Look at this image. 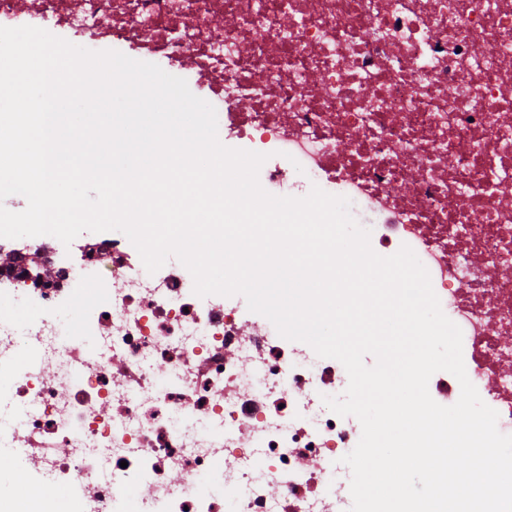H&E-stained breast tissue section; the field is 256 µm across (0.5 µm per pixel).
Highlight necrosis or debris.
<instances>
[{
    "mask_svg": "<svg viewBox=\"0 0 512 512\" xmlns=\"http://www.w3.org/2000/svg\"><path fill=\"white\" fill-rule=\"evenodd\" d=\"M28 25L175 68L277 196L350 199L372 249L409 246L512 434V0H26ZM0 238V512H349L359 421L342 365L242 296L148 273L124 237ZM71 318L60 324L57 314ZM53 485L41 488L45 474Z\"/></svg>",
    "mask_w": 512,
    "mask_h": 512,
    "instance_id": "1",
    "label": "necrosis or debris"
}]
</instances>
